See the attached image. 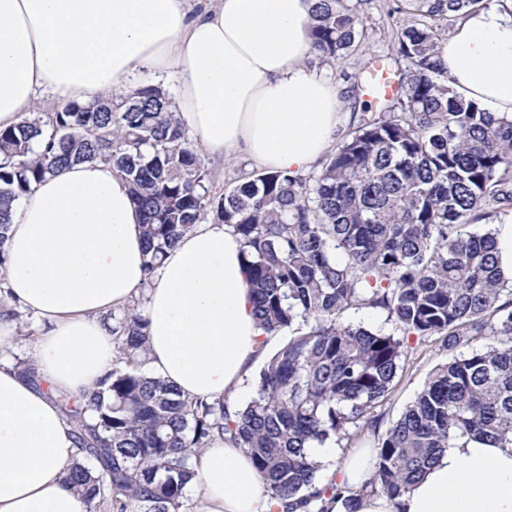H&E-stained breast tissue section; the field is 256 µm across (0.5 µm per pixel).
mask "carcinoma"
Returning a JSON list of instances; mask_svg holds the SVG:
<instances>
[{"mask_svg": "<svg viewBox=\"0 0 512 512\" xmlns=\"http://www.w3.org/2000/svg\"><path fill=\"white\" fill-rule=\"evenodd\" d=\"M485 6L402 0L403 95L361 114L308 175L244 171L216 190L159 87L54 104L0 129V267L12 204L64 166L105 162L142 214L147 272L210 215L243 243L260 327L288 332L246 404L190 400L143 371L137 308L112 313V370L90 393L55 398L80 455L66 481L89 512H182L190 461L217 436L251 455L286 512L339 500L355 512L365 495L397 504L454 443L512 444V287L493 225L512 215V118L457 95L436 52L441 21ZM311 19L326 62L364 33L345 0H316ZM359 312L390 328L351 320ZM433 342L448 358L380 431L412 356ZM326 443L375 445L360 489L317 478L310 449Z\"/></svg>", "mask_w": 512, "mask_h": 512, "instance_id": "cac0c4a2", "label": "carcinoma"}]
</instances>
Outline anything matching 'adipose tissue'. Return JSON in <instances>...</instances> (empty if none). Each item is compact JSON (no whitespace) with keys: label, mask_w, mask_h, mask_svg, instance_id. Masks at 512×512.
I'll use <instances>...</instances> for the list:
<instances>
[{"label":"adipose tissue","mask_w":512,"mask_h":512,"mask_svg":"<svg viewBox=\"0 0 512 512\" xmlns=\"http://www.w3.org/2000/svg\"><path fill=\"white\" fill-rule=\"evenodd\" d=\"M314 0H0V129L38 95L84 103L146 85H175L177 115L211 158L243 157L302 173L341 131L336 86L308 65ZM455 90L512 116V11L464 17L438 46ZM0 306L38 327L33 385L9 354L16 320L0 317V512H89L65 484L78 457L52 393L91 392L112 368L109 313L143 301L145 370L188 398L243 390L263 334L242 244L200 223L143 270L141 216L112 165L84 162L13 205ZM195 512H269L244 449L217 438L192 462ZM357 512H512V446L448 448L400 502L363 497Z\"/></svg>","instance_id":"ef3b65f1"}]
</instances>
